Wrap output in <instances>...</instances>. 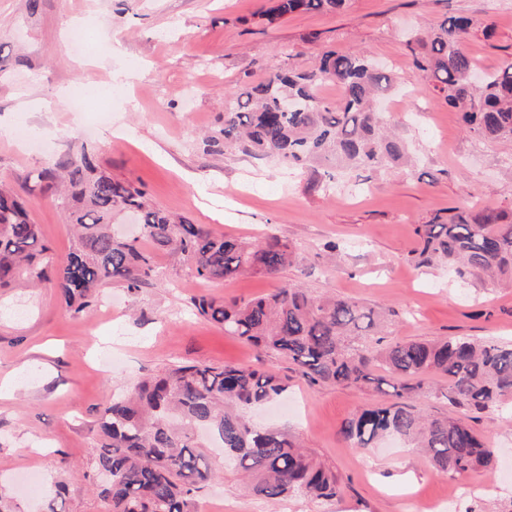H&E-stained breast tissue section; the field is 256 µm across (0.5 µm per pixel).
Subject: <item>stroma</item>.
Here are the masks:
<instances>
[{
	"label": "stroma",
	"mask_w": 512,
	"mask_h": 512,
	"mask_svg": "<svg viewBox=\"0 0 512 512\" xmlns=\"http://www.w3.org/2000/svg\"><path fill=\"white\" fill-rule=\"evenodd\" d=\"M270 0H0V181L24 191L30 171L71 144L91 147L101 172L133 183L149 202L216 233L259 239L274 232L294 249L277 275L201 280L177 253L154 252L156 275L128 291L112 282L90 309L63 303L54 283L0 288V497L14 512H106L91 468L97 421L113 395L175 362L234 364L278 373L286 400L257 422L286 431L344 479L341 497L257 499L230 468L198 494L199 512H512V408L467 414L498 450L491 471L437 473L399 440L350 447L342 422L373 403V388L309 385L286 358L225 335L195 314L206 296L250 299L280 283L340 295L383 312L389 339L465 336L512 340V288L457 280L417 266L416 225L474 202L512 207L505 148L466 133L456 113L416 72L409 28L450 15L478 25L466 49L483 71L512 56V0H347L334 12L299 13L269 25ZM492 25L485 37L483 25ZM94 34L123 35L112 57L79 54ZM362 51L395 73L402 109L387 113L414 149L413 168L336 172L291 168L210 143L229 99L280 69H311L321 50ZM111 83L110 125L58 101V91ZM27 127L31 143L16 140ZM51 142L43 155L42 142ZM55 260L75 244L55 191L27 198ZM336 244L328 253L327 244ZM464 494L456 502L455 489Z\"/></svg>",
	"instance_id": "1"
}]
</instances>
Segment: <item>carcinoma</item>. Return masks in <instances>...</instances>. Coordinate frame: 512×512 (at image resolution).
I'll return each instance as SVG.
<instances>
[{"instance_id":"1","label":"carcinoma","mask_w":512,"mask_h":512,"mask_svg":"<svg viewBox=\"0 0 512 512\" xmlns=\"http://www.w3.org/2000/svg\"><path fill=\"white\" fill-rule=\"evenodd\" d=\"M346 0H274L265 12L273 23L288 15L335 11ZM475 23L443 19L424 36L409 33L414 68L433 81L435 94L458 112L464 130L488 143L512 145V60L474 83L477 64L465 51ZM342 87V101L323 103L320 86ZM392 85L390 71L363 52H322L306 72L277 71L227 103L215 144H236L256 156L274 155L290 166L323 161L379 171L404 161L407 146L376 107ZM35 188L61 184L58 198L76 236L57 262L41 243L23 198L0 185V287L55 281L66 306L81 312L107 282L130 291L154 273L151 253L138 240L112 230V216L138 217L143 238L179 253L201 279H232L245 272L277 274L290 264L291 247L275 234L261 241L219 235L152 206L140 188L97 172L95 154L80 146L65 159L28 175ZM417 264H442L462 279L486 276L512 286V211L465 202L418 225ZM197 315L224 333L297 364L311 385L349 384L393 388L400 401L380 399L348 417L340 434L363 451L388 436L427 454L443 474L494 467L496 448L463 419L424 416L409 400L427 377H443L452 407L479 412L512 400V344L463 336L387 342L379 315L342 296L313 295L283 284L248 300L200 297ZM286 386L267 370L236 365L175 364L130 387L102 409L91 466L110 475L98 486L107 512H197V496L215 476L196 442L203 428L224 449V463L251 479V492L276 501L302 495L331 500L343 483L331 467L288 432L254 424L245 411L281 396Z\"/></svg>"}]
</instances>
